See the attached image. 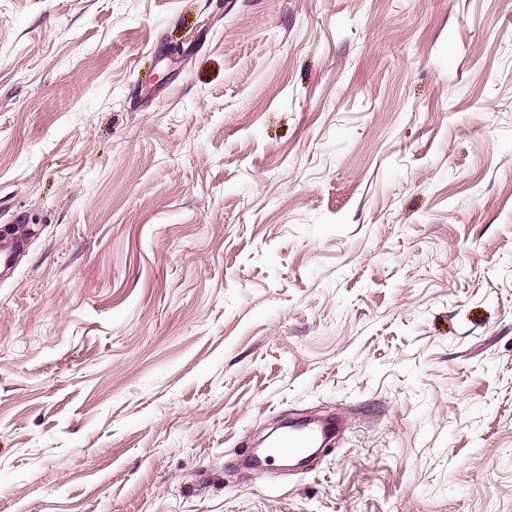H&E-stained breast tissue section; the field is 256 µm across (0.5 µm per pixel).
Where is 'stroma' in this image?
I'll return each instance as SVG.
<instances>
[{"label":"stroma","mask_w":512,"mask_h":512,"mask_svg":"<svg viewBox=\"0 0 512 512\" xmlns=\"http://www.w3.org/2000/svg\"><path fill=\"white\" fill-rule=\"evenodd\" d=\"M19 216L0 512H512V0H0ZM343 419L328 416L313 421H302L288 427V431L277 436L261 453H254L252 461L262 466L283 456H304L311 448H320L324 443L333 439L342 429Z\"/></svg>","instance_id":"obj_1"}]
</instances>
